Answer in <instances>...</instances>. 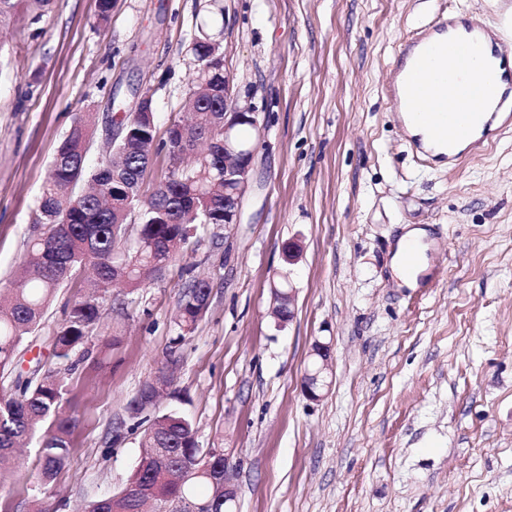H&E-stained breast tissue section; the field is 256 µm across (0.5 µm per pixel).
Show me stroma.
<instances>
[{"instance_id": "obj_1", "label": "stroma", "mask_w": 512, "mask_h": 512, "mask_svg": "<svg viewBox=\"0 0 512 512\" xmlns=\"http://www.w3.org/2000/svg\"><path fill=\"white\" fill-rule=\"evenodd\" d=\"M216 30L241 105L257 112L241 221L200 224L179 263L115 286L66 372L70 456L39 492V439L0 485V512H80L122 490L153 414L189 416L230 449L239 512H512V129L457 167L422 165L386 90L400 43L447 15L512 44V0H221ZM208 0H51L0 25V290L27 255L38 200L74 120L89 157L133 90L156 138L186 117L190 47ZM428 231L416 287L392 270L405 226ZM298 243L294 262L282 256ZM209 306L172 340L190 276ZM288 283L294 316L278 323ZM83 293L59 289L19 369L55 368L51 339ZM333 378L302 391L314 342ZM154 413L129 404L161 373Z\"/></svg>"}]
</instances>
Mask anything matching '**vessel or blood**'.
Returning <instances> with one entry per match:
<instances>
[{
	"label": "vessel or blood",
	"instance_id": "b4317fda",
	"mask_svg": "<svg viewBox=\"0 0 512 512\" xmlns=\"http://www.w3.org/2000/svg\"><path fill=\"white\" fill-rule=\"evenodd\" d=\"M484 36L479 24L452 16L416 32L397 57L398 69L405 72L403 85L388 91L397 105L406 98L434 105L425 120L443 134L452 164L488 145L498 129L512 127V54L500 55L499 65L486 64ZM472 91L493 97L490 112L471 111L467 95Z\"/></svg>",
	"mask_w": 512,
	"mask_h": 512
}]
</instances>
